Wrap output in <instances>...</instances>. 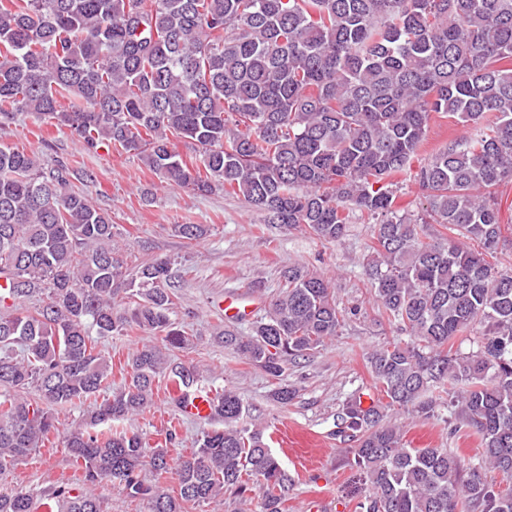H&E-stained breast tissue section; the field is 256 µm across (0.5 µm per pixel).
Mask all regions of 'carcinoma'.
I'll return each mask as SVG.
<instances>
[{"label": "carcinoma", "mask_w": 512, "mask_h": 512, "mask_svg": "<svg viewBox=\"0 0 512 512\" xmlns=\"http://www.w3.org/2000/svg\"><path fill=\"white\" fill-rule=\"evenodd\" d=\"M20 112L88 153L132 154L167 184L241 196L283 230L336 242L355 218L372 221L373 300L406 333L366 354L375 388L386 407L425 418L448 403L479 451L466 464L414 448L351 397L338 418L366 485L356 508L512 512V490L488 479L512 480V272L489 261L505 238L497 189L512 181V0H0V126ZM434 113L475 133L414 168ZM74 178L0 145V476L52 432L81 473L37 496L1 488L0 512H106L104 481L147 512H189L226 492L246 501L256 486L257 512H286L291 479L264 434L240 425L242 398L173 358L193 336L173 318L171 261L128 267L112 218ZM407 183L426 200L415 214L397 205ZM284 281L249 334L214 337L274 380L282 405L297 393L290 366L347 314L331 279L296 265ZM477 325L483 350L454 351ZM133 326L158 343L128 355L114 390L98 346ZM162 376L173 411L205 393L206 421L223 427L176 453L173 424L155 446L122 427ZM87 402L88 417L59 430L51 407ZM169 473L175 496L159 485Z\"/></svg>", "instance_id": "obj_1"}]
</instances>
